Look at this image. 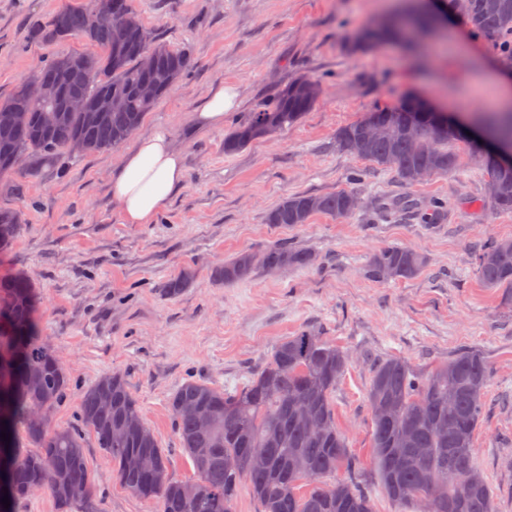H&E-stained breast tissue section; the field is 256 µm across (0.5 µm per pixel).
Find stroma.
I'll use <instances>...</instances> for the list:
<instances>
[{
	"instance_id": "35a3bbf8",
	"label": "stroma",
	"mask_w": 512,
	"mask_h": 512,
	"mask_svg": "<svg viewBox=\"0 0 512 512\" xmlns=\"http://www.w3.org/2000/svg\"><path fill=\"white\" fill-rule=\"evenodd\" d=\"M73 0H0V101L49 58L87 50L72 37L30 42L33 22H46ZM396 0H136L155 38L189 48L194 67L149 112L140 128L167 132L185 155V179L151 224L122 223L109 190L123 147L64 155L36 176H0V209L25 222L0 251V278L27 272L36 286L39 336L73 381L51 415V428L71 426L80 395L101 377L123 373L146 425L172 449L169 478L193 481L191 459L176 452L168 399L187 378L235 390L266 363L274 347L303 329L344 351L347 368L332 400L337 425L368 475L375 512H395L372 461L367 402L372 361L404 358L418 369L464 349L487 359L492 378L474 440V459L496 512H512V304L487 288L475 246L486 237L512 239V213L482 207L486 174L472 139L458 141L460 169L419 185L338 151L337 130L367 112L421 95L434 106L464 99L483 110V64L512 58L477 38L466 19L449 18L421 48L386 43L350 53V34ZM319 80L317 105L300 121L232 155L224 138L264 98L299 76ZM236 86L241 105L223 126L190 132V118L209 89ZM366 170L351 185L352 170ZM355 187L364 202L413 196L448 206L442 224L400 217L367 223L362 215H317L295 226L267 223L283 198ZM288 244L309 250L312 265L257 272L241 283L212 276L242 252ZM407 246L426 259L410 279L374 282L363 267L378 249ZM192 278L178 295L164 292L182 269ZM84 446L96 512H157L122 487L93 434Z\"/></svg>"
}]
</instances>
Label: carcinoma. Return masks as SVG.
I'll list each match as a JSON object with an SVG mask.
<instances>
[{
    "label": "carcinoma",
    "mask_w": 512,
    "mask_h": 512,
    "mask_svg": "<svg viewBox=\"0 0 512 512\" xmlns=\"http://www.w3.org/2000/svg\"><path fill=\"white\" fill-rule=\"evenodd\" d=\"M133 0H92L87 7H66L45 24H35L30 38L52 43L71 35L97 48L93 53L60 56L41 67L32 80L55 91V98L78 96L92 102L101 95L125 101L112 112H48L49 100L25 96L26 82L0 102V175L12 172L11 157L21 152L27 164L19 174L32 177L40 164L54 162L80 143V153L111 150L139 128L175 83L193 68L187 48H175L153 39L137 19ZM465 18L479 37L499 44L512 54V0H469ZM434 29L431 16L415 13L390 23L366 26L350 38L353 50L369 51L405 37L419 41ZM152 52L156 67L142 69V54ZM158 81L157 94L142 100L138 85ZM317 81L300 77L277 90L253 113L251 120L224 137V153L234 154L250 143L296 123L310 111L318 97L307 87ZM24 109L28 122L20 128L4 124L5 112ZM446 112L427 100L406 98L397 107L374 109L362 119L336 132V148L396 173L402 183H417L414 170L428 168L429 175H447L460 168ZM379 131L366 137L370 129ZM491 138L512 146V111L481 124ZM479 162L487 179L500 178L499 195L484 194L482 205L498 213H512V170L500 172L496 160L484 152ZM358 197L350 189L322 194L299 193L284 198L267 214L269 224H307L315 215L339 219L362 211L374 218L395 214L439 224L448 210L438 202L421 207L410 196L374 206L352 208ZM23 216L0 209V247L19 234ZM477 273L488 288L512 291V239H485L476 253ZM310 251L273 245L254 254L242 252L212 275L225 283L244 282L258 270L269 273L311 265ZM425 257L401 246L374 252L365 274L375 281L399 280L419 275ZM347 367L344 352L313 331L303 329L282 340L268 361L244 386L229 392L222 387L189 379L169 397L179 449L187 454L199 475L194 483L167 477L169 454L140 414L139 403L120 373L100 378L80 400L77 423L48 431L36 416H48L70 390L67 372L38 339L35 288L30 278L18 274L0 279V452L12 461L5 479L13 488L7 509L37 489H46L62 512H92L91 478L83 436L93 432L112 458L120 485L136 496L158 504V512H232L242 480L249 482L262 512H374L366 488L365 471L351 455L336 424L332 393ZM491 369L478 350H466L428 372L405 360L386 357L374 363L367 393L371 412L374 465L382 489L399 512H495L486 480L467 482L479 472L474 462V436L485 409V391ZM212 416L208 430L199 427L198 409ZM307 408L323 420V431L299 414ZM259 450L268 466L255 468L250 454ZM147 456L156 466L137 468L134 458ZM236 457V470L224 467V458ZM345 477L336 480L337 472ZM443 485L439 500L428 497L424 475ZM308 489H298V482Z\"/></svg>",
    "instance_id": "cac0c4a2"
}]
</instances>
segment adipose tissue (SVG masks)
<instances>
[{"instance_id": "adipose-tissue-1", "label": "adipose tissue", "mask_w": 512, "mask_h": 512, "mask_svg": "<svg viewBox=\"0 0 512 512\" xmlns=\"http://www.w3.org/2000/svg\"><path fill=\"white\" fill-rule=\"evenodd\" d=\"M239 105L238 90L219 85L202 102L193 124L199 129L223 126L225 113ZM184 176L183 154L168 134L138 136L111 174L110 192L122 223H153Z\"/></svg>"}]
</instances>
